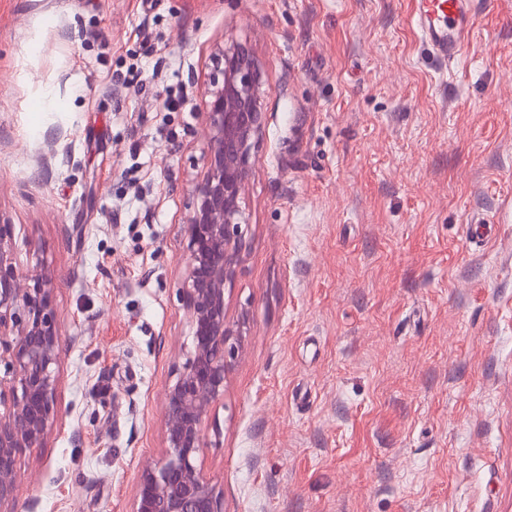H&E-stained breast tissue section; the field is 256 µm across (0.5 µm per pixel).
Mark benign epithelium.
<instances>
[{
    "label": "benign epithelium",
    "mask_w": 512,
    "mask_h": 512,
    "mask_svg": "<svg viewBox=\"0 0 512 512\" xmlns=\"http://www.w3.org/2000/svg\"><path fill=\"white\" fill-rule=\"evenodd\" d=\"M205 91L204 173L193 190L184 234L187 264L180 296L192 350L164 390L165 451L142 467L131 512H224L198 460L204 427L224 399L242 343L230 324L226 286L235 278L245 241L241 192L251 168V143L262 126V72L236 45L215 54ZM21 287L13 225L0 221V512H16L23 451L43 447L57 405L61 336L52 280L27 275Z\"/></svg>",
    "instance_id": "obj_1"
}]
</instances>
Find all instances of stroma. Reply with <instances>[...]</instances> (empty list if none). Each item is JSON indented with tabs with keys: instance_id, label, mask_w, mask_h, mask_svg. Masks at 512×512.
<instances>
[{
	"instance_id": "stroma-1",
	"label": "stroma",
	"mask_w": 512,
	"mask_h": 512,
	"mask_svg": "<svg viewBox=\"0 0 512 512\" xmlns=\"http://www.w3.org/2000/svg\"><path fill=\"white\" fill-rule=\"evenodd\" d=\"M411 10L0 0V219L64 343L18 512H130L163 454L201 98L235 44L265 96L202 456L224 512H512V0L448 66Z\"/></svg>"
}]
</instances>
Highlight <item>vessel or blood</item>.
I'll list each match as a JSON object with an SVG mask.
<instances>
[{"label":"vessel or blood","mask_w":512,"mask_h":512,"mask_svg":"<svg viewBox=\"0 0 512 512\" xmlns=\"http://www.w3.org/2000/svg\"><path fill=\"white\" fill-rule=\"evenodd\" d=\"M478 0H413L410 23L441 64L466 51L477 21Z\"/></svg>","instance_id":"obj_1"}]
</instances>
